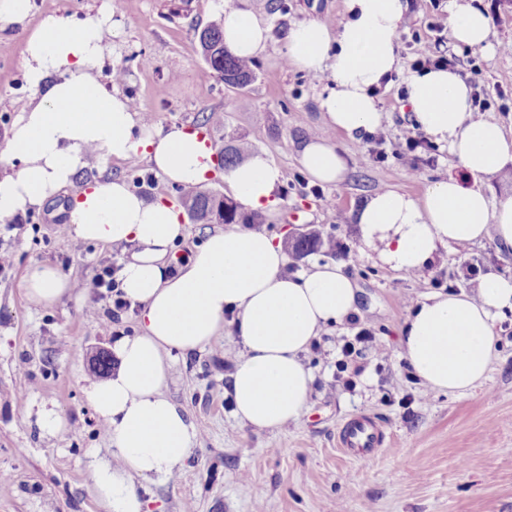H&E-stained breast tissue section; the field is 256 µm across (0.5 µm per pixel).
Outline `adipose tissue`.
Listing matches in <instances>:
<instances>
[{
  "instance_id": "obj_1",
  "label": "adipose tissue",
  "mask_w": 512,
  "mask_h": 512,
  "mask_svg": "<svg viewBox=\"0 0 512 512\" xmlns=\"http://www.w3.org/2000/svg\"><path fill=\"white\" fill-rule=\"evenodd\" d=\"M408 10V0H346V18L337 28L303 21L289 30V63L332 84L320 101L331 128L352 136L381 126L375 91L399 69L395 38ZM223 16L231 51L253 58L265 50L270 28L254 12L228 2ZM109 20L106 14L79 22L50 15L28 37L24 76L40 100L14 123L7 142L20 167L0 177L1 222L74 184L93 151L107 159H148L180 185L207 181L212 151L196 133L140 122L127 97L99 83ZM448 30L457 44L479 47L488 40L490 20L456 0ZM471 93L450 70L408 80L417 128L447 146L477 182L512 157V138L498 122L474 118ZM301 164L322 184L341 181L346 169L335 145L323 139L304 147ZM282 178L281 169L261 155L224 173L250 210H274ZM358 222L366 244L380 246L383 260L407 273L422 270L438 247L449 244L490 238L512 250V199L493 202L476 184L467 187L451 176L431 183L418 199L394 189L375 193ZM68 227L82 241L131 249L117 279L139 310V329L115 339L116 374L86 388L114 456L94 462L90 471L92 491L108 512H144L134 478L167 481L191 451L195 427L163 392L172 352L202 350L220 331L225 311L235 310L243 352L230 375L234 415L258 429H278L299 418L312 390L314 376L303 353L325 326L357 310L355 285L340 265L287 274L281 245L263 231L206 230L187 262L171 267L168 256L186 236L179 211L145 199L119 179L86 183ZM24 290L31 304L51 306L73 286L56 267L35 263L26 270ZM508 311L512 276L495 272L481 277L476 296H427L402 330V356L431 390L465 393L485 378L495 322Z\"/></svg>"
}]
</instances>
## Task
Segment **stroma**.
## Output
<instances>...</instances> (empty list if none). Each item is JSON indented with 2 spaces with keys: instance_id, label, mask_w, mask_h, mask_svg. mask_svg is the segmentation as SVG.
I'll list each match as a JSON object with an SVG mask.
<instances>
[{
  "instance_id": "1",
  "label": "stroma",
  "mask_w": 512,
  "mask_h": 512,
  "mask_svg": "<svg viewBox=\"0 0 512 512\" xmlns=\"http://www.w3.org/2000/svg\"><path fill=\"white\" fill-rule=\"evenodd\" d=\"M490 18L485 47L456 44L433 21L446 18L451 0H410L397 33L400 69L378 96L388 138L384 160L367 158L363 137L338 132L334 142L346 160L341 182L317 185L300 163L311 138L324 131L319 100L327 82L285 65V38L299 21L328 25L344 19L345 0H233L268 23L272 40L254 58L255 80L231 88L204 61L199 32L214 21L223 0H31L24 24L0 30V176L18 163L5 155L13 124L39 95L24 77L29 35L51 14L83 20L102 6L111 9L100 82L111 94L136 99L152 113L156 127H194L213 112L224 115L215 127L216 147L243 140L283 173L275 211L265 214L262 231L280 242L298 271L313 264L340 262L358 288L357 310L318 337L303 355L314 375L300 417L279 430L242 424L228 393V359L243 350L232 325H225L204 350L173 354L165 393L181 405L200 435L174 479H135L147 512H512V313L498 321L495 355L488 375L464 394L432 391L422 385L401 355L400 330L411 314L404 297L435 293H475L476 275H512V252L490 240L439 249L422 274L392 269L362 237L358 216L379 191L395 189L421 197L430 183L465 172L447 148L437 160L408 175L396 158L401 133L413 123L407 80L414 52L428 47L453 59L462 73L480 72L479 85L490 103L484 116L512 130V55L499 47L512 42V0H469ZM149 57V67L139 64ZM123 70L122 83L112 81ZM124 180L146 199L181 203L180 185L153 171L147 159L103 160L89 155L81 179ZM75 187L62 188L43 207L16 215V230L0 227V251L12 264L0 271V512H106L89 480L92 459L107 460L112 448L85 392L87 379L104 377L98 358L117 369L112 330H137L135 312L120 325L107 315L111 300L85 294L64 296L50 307L29 303L23 278L33 263L57 267L78 281L112 264L111 247L59 233L68 220ZM318 233L346 245L338 257L318 248L296 253L297 234ZM370 330L377 347L363 349L354 389L336 380L344 340ZM108 368V369H109ZM56 408L63 430L42 432L40 407ZM371 415L387 441L368 460L344 454L336 430L350 417Z\"/></svg>"
}]
</instances>
